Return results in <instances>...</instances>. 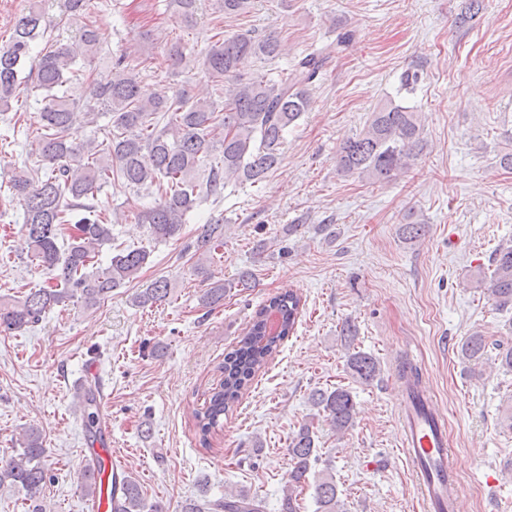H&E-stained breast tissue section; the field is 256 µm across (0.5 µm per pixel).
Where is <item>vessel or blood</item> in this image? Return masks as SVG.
<instances>
[{"instance_id":"vessel-or-blood-1","label":"vessel or blood","mask_w":512,"mask_h":512,"mask_svg":"<svg viewBox=\"0 0 512 512\" xmlns=\"http://www.w3.org/2000/svg\"><path fill=\"white\" fill-rule=\"evenodd\" d=\"M401 451L415 475L425 512H461V486L445 423L421 390H404L400 417ZM108 449L92 444L84 459L100 492L86 512H112V481L106 476Z\"/></svg>"}]
</instances>
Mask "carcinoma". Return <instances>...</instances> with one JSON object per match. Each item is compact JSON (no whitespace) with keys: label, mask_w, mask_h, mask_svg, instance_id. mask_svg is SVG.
I'll return each mask as SVG.
<instances>
[{"label":"carcinoma","mask_w":512,"mask_h":512,"mask_svg":"<svg viewBox=\"0 0 512 512\" xmlns=\"http://www.w3.org/2000/svg\"><path fill=\"white\" fill-rule=\"evenodd\" d=\"M93 0H30L16 21L10 42L0 49V112L11 108L26 70L36 71L34 89L42 91L37 111L40 129L37 164L16 168L7 190L22 209L23 244L38 265L52 273L55 284L31 288L22 296H0V333L21 331L42 320L53 307L68 302L94 306L112 292L138 278L149 258L143 248H121L106 266L93 265L100 247L112 242V214L99 205L105 187L125 191L154 185L159 198L140 210L138 221L148 225L152 238H179L186 216L211 194L244 183H259L279 163L288 128L310 105L311 86L326 62L321 50L299 57L291 67L274 72H249L257 61L270 63L280 51L276 35L249 32L217 40L196 54L180 40L166 43L165 58L176 71L200 70L211 91L190 97L167 91L144 95L139 73L122 62L86 77L89 100L83 102L60 88L80 76L76 56L67 43L33 59L35 41L44 36L51 7H59L80 22L84 55H99L102 37L88 20ZM187 26H193L203 0H170ZM218 19L248 11L251 0H210ZM110 116L112 128L76 143L69 131L83 120L93 126ZM425 146L423 126L412 109L389 100L373 110L364 129L343 142L337 170L374 182L388 181L409 166ZM69 233H64V230ZM224 242V219L208 222L192 244L194 254L207 259ZM493 270L481 283L495 304L512 307V246L492 257ZM255 287L248 271L230 284L211 283L203 296L210 308L224 305L227 286ZM171 284L159 278L134 297L139 306L166 301ZM301 297L286 291L269 298L256 312L232 349L224 355L219 385L212 389L205 411L193 412L203 434L223 428L224 416L238 406L248 385L269 364L281 343L294 333ZM357 328L345 323L341 340L347 350V368L362 382L379 374L378 362L353 351ZM485 337L474 333L460 346L462 358L479 362L487 353ZM311 405L324 414L331 429L342 434L352 427L355 403L343 387L318 389ZM75 407L86 419L89 433L100 439L98 401L91 387L75 391ZM318 436L303 424L288 444L292 467L281 512H300L297 497L313 465L319 461ZM47 448L41 433L29 430L20 450L0 469V482L9 480L30 500H37L47 476ZM316 512H338V490L333 477L315 481ZM113 512H162L145 500L138 480L124 475ZM183 512H264L263 501L243 493H228L204 507L184 506Z\"/></svg>","instance_id":"cac0c4a2"}]
</instances>
